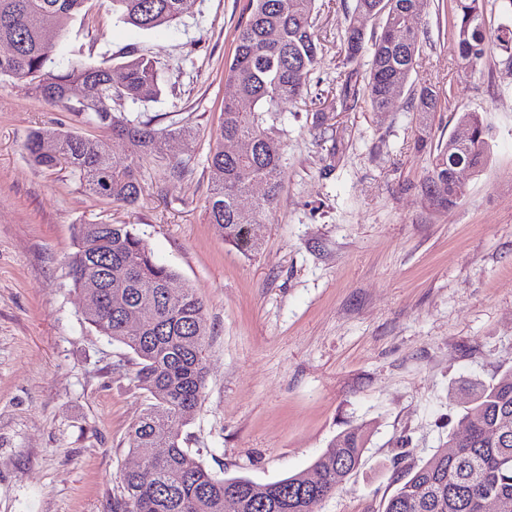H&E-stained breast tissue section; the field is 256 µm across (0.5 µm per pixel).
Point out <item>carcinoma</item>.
<instances>
[{"mask_svg": "<svg viewBox=\"0 0 512 512\" xmlns=\"http://www.w3.org/2000/svg\"><path fill=\"white\" fill-rule=\"evenodd\" d=\"M92 0H0V44L15 51L0 57V77L26 80L45 104L72 112L82 124L98 131L88 137L77 129L39 127L25 143L30 161L45 170L61 166L90 194L132 206L142 193V168L154 162L165 180L175 184L192 171V160L170 159L163 145L173 136H188L186 126L157 128L141 112L116 111L119 106L149 102L161 95L157 61L135 49L123 53L122 81L111 82L112 66L91 65L69 57L64 34L85 17ZM112 18L141 30L167 28L189 14L184 0H108ZM426 0H353L336 51V103L347 112L364 105L370 112H387L399 100L404 111L431 123L452 90L413 78L422 65L417 12ZM249 14L237 31L234 55L224 77L237 95L224 101L215 145L207 158L210 188L206 217L224 236V243L246 254L261 248V239L238 216L240 202L254 184L265 193L250 202L255 224L271 222L288 168L284 106L309 100L311 76L322 51L315 33L316 0H249ZM56 18L55 39L46 38L43 20ZM375 26L367 28L368 22ZM450 23L457 59L477 69L497 48L512 64V25L491 29L486 0H451ZM87 90L72 100V86ZM455 126L470 136L437 143H417L428 150L420 182L422 195L437 208L455 206L463 195L454 179L456 167H484L488 160L490 124L482 115L461 112ZM235 139L244 149L224 154V141ZM119 142L124 155L110 153L109 141ZM126 269L122 280L106 279L109 265ZM74 289L84 297L82 317L98 333L129 348L137 358L136 380L147 403L128 433L129 447L165 448L148 458L153 478L122 475V496L115 512H316L335 494L362 462L365 433L351 428L336 436L312 464L321 472L313 482L303 471L259 484L247 477L218 478L188 449L175 429L187 423L203 397L206 382L208 326L203 299L192 288L180 299L166 296L175 271L158 262L146 239L132 224H79L75 251L68 263ZM124 297L125 308L110 307L109 295ZM153 321L139 331L125 319L142 309ZM472 406L462 420L470 432L453 451L438 450L419 465L396 466L397 488L384 501L382 512H479L488 494L497 498L499 512H512V371L497 381L472 385Z\"/></svg>", "mask_w": 512, "mask_h": 512, "instance_id": "1", "label": "carcinoma"}]
</instances>
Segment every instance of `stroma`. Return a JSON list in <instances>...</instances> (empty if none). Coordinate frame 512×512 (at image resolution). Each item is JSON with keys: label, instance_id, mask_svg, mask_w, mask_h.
<instances>
[{"label": "stroma", "instance_id": "1", "mask_svg": "<svg viewBox=\"0 0 512 512\" xmlns=\"http://www.w3.org/2000/svg\"><path fill=\"white\" fill-rule=\"evenodd\" d=\"M352 0H317L325 36L312 92L336 76V34ZM248 0H196L168 29L115 22L106 0L71 23L74 60L137 48L158 61L163 93L143 111L191 174L168 185L144 167L132 206L90 195L67 169L28 159L29 133L75 126L27 81L0 79V512H114L135 460L128 431L145 393L124 345L83 323L67 275L77 225L132 224L157 260L195 288L209 327L204 396L181 426L218 477L270 483L309 469L330 441L365 427L360 468L317 512H381L394 461L420 464L460 436L466 388L512 370V70L494 52L479 71L453 52L448 0L419 16L420 78L453 95L421 131L415 113L285 110L288 169L262 246L243 254L208 224L206 158L230 90L224 78ZM494 128L487 165L450 209L429 205L420 134L448 137L454 113Z\"/></svg>", "mask_w": 512, "mask_h": 512}]
</instances>
